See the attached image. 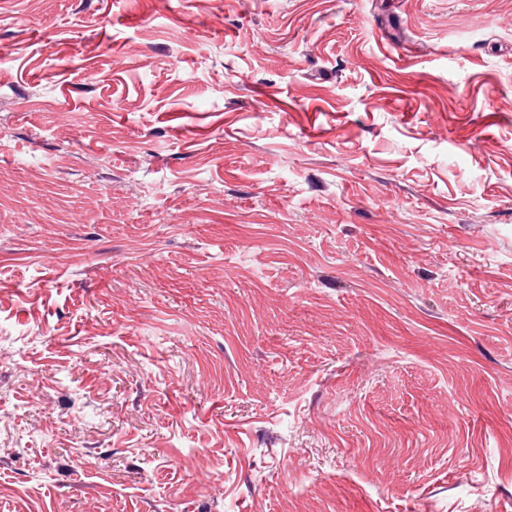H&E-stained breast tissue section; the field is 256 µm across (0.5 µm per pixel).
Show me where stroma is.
<instances>
[{
    "instance_id": "1",
    "label": "stroma",
    "mask_w": 512,
    "mask_h": 512,
    "mask_svg": "<svg viewBox=\"0 0 512 512\" xmlns=\"http://www.w3.org/2000/svg\"><path fill=\"white\" fill-rule=\"evenodd\" d=\"M0 512H512V0H0Z\"/></svg>"
}]
</instances>
